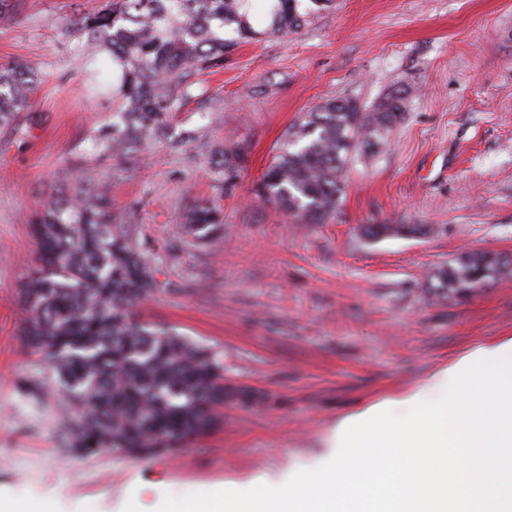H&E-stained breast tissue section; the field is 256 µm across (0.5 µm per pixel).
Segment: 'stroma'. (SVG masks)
Instances as JSON below:
<instances>
[{"instance_id":"stroma-1","label":"stroma","mask_w":512,"mask_h":512,"mask_svg":"<svg viewBox=\"0 0 512 512\" xmlns=\"http://www.w3.org/2000/svg\"><path fill=\"white\" fill-rule=\"evenodd\" d=\"M0 14V65L40 66L32 106L0 125V492L58 512H125L131 501L200 502L232 482L312 457L337 419L426 378L470 345L512 336V276L459 300L430 277L464 251L512 256V0H335L298 32L239 46L202 76L216 112L190 102L162 140L115 156L91 150L109 125L101 61L71 51L68 21L103 0H13ZM412 86L385 146L351 170L340 209L308 224L260 198L287 130L324 98L363 109ZM198 140L177 144L184 132ZM247 154L216 187L207 153ZM109 184L161 266L134 308L219 350L224 380L260 404L225 406L223 426L175 455L59 448L51 410L30 411L17 380L41 362L22 342L20 290L35 272L29 226L86 171ZM219 206L224 237L190 241L179 213ZM371 224L401 226L367 236Z\"/></svg>"}]
</instances>
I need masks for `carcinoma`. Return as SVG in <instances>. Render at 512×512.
I'll return each instance as SVG.
<instances>
[{"instance_id":"1","label":"carcinoma","mask_w":512,"mask_h":512,"mask_svg":"<svg viewBox=\"0 0 512 512\" xmlns=\"http://www.w3.org/2000/svg\"><path fill=\"white\" fill-rule=\"evenodd\" d=\"M309 5H303V2ZM258 30L254 0H108L66 27L121 71L112 91V124L92 149L116 155L152 141L196 97L199 76L224 54L262 38L294 33L334 0H265ZM41 73L33 63L0 65V124L28 108ZM411 89L392 90L364 112L352 97L328 99L303 113L262 176L260 196L318 224L336 213L348 171L370 158L403 118ZM246 163L226 151L214 180L236 185ZM182 233L215 239L220 210L195 204L181 213ZM38 268L22 290L21 335L48 379L18 383L22 402L40 410L58 392L54 428L65 451L93 458L173 454L215 429L226 404L224 361L211 346L136 319L133 306L158 290L155 261L129 217L108 207L107 185L87 172L55 194L31 225ZM512 274V261L466 252L433 274V287L466 298Z\"/></svg>"}]
</instances>
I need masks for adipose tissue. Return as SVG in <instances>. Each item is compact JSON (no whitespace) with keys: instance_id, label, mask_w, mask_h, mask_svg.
Wrapping results in <instances>:
<instances>
[{"instance_id":"adipose-tissue-1","label":"adipose tissue","mask_w":512,"mask_h":512,"mask_svg":"<svg viewBox=\"0 0 512 512\" xmlns=\"http://www.w3.org/2000/svg\"><path fill=\"white\" fill-rule=\"evenodd\" d=\"M309 462L152 512H512V337L338 418Z\"/></svg>"}]
</instances>
